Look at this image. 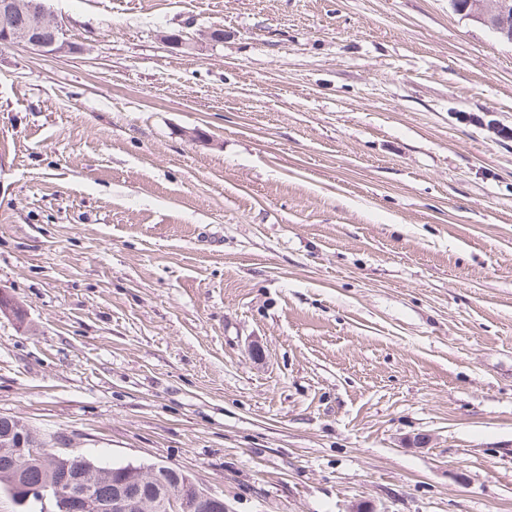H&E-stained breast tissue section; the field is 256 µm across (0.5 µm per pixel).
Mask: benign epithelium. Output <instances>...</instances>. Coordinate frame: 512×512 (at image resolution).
Instances as JSON below:
<instances>
[{
	"label": "benign epithelium",
	"mask_w": 512,
	"mask_h": 512,
	"mask_svg": "<svg viewBox=\"0 0 512 512\" xmlns=\"http://www.w3.org/2000/svg\"><path fill=\"white\" fill-rule=\"evenodd\" d=\"M451 5L469 18L490 28L499 39L512 42V26L503 21L508 0H467ZM20 11L27 21L19 26L0 27V44L20 45L41 55L65 56L77 47L67 39L62 25L50 20L40 0H0V16ZM0 453L13 460L6 472L9 497L19 507L29 500H41L43 512H226L224 498L200 488L184 471L158 465L130 466L127 480L115 485L112 497L94 493L97 481L104 477L94 464L79 451L57 438L47 442L35 437L26 425L17 423L0 432ZM35 459L53 471L61 463L70 466L84 460L77 473L62 480L54 477L41 487L28 485L23 477L25 467Z\"/></svg>",
	"instance_id": "1"
}]
</instances>
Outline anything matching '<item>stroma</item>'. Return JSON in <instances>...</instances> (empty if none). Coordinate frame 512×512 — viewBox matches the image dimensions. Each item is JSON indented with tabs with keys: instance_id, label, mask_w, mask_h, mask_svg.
I'll list each match as a JSON object with an SVG mask.
<instances>
[{
	"instance_id": "1",
	"label": "stroma",
	"mask_w": 512,
	"mask_h": 512,
	"mask_svg": "<svg viewBox=\"0 0 512 512\" xmlns=\"http://www.w3.org/2000/svg\"><path fill=\"white\" fill-rule=\"evenodd\" d=\"M47 11L75 53L0 46V415L229 512H512V43L450 0Z\"/></svg>"
}]
</instances>
